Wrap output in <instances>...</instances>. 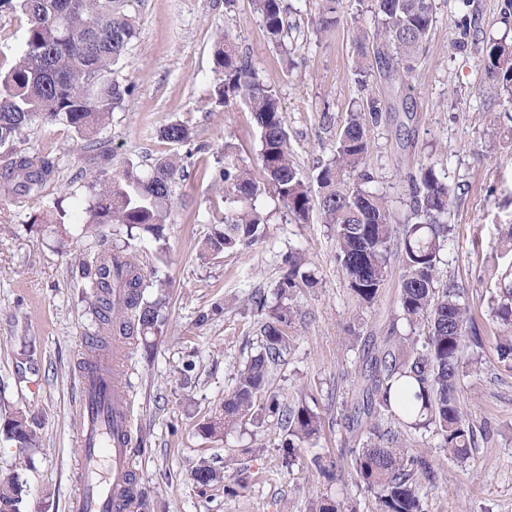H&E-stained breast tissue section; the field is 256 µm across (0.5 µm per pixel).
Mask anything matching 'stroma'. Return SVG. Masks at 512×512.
I'll list each match as a JSON object with an SVG mask.
<instances>
[{
  "label": "stroma",
  "instance_id": "obj_1",
  "mask_svg": "<svg viewBox=\"0 0 512 512\" xmlns=\"http://www.w3.org/2000/svg\"><path fill=\"white\" fill-rule=\"evenodd\" d=\"M287 37L294 67H286L269 41L251 0H127L124 10L138 36L113 77L134 90L98 140L112 157L108 170L127 163L149 169L173 148L157 131L181 121L195 149L183 160L166 220L167 248L145 275L141 295H165V319L152 349L130 351L129 387L134 407L136 485L147 512H308L312 499L329 496L374 512L373 492L351 465L353 437L344 417L356 398L352 378L368 336L385 335L384 318L359 308L334 260L335 246L318 212L305 223L286 219L275 197L263 200L271 234L262 244L201 259L210 230L211 172L225 145L239 161L254 163L259 137L243 102L216 106L224 76L212 61L213 43L229 32L260 79L276 92L295 162L306 173L333 155L336 134L362 98L374 96L386 111L370 128L365 167L397 217L409 210L410 173L417 160L437 163L462 203L442 271L465 287L472 322L480 334L483 370L465 378L460 399L475 427L467 464L445 455L432 436H413L414 450L434 462L436 479L418 490L425 512H512V372L500 366L503 329L490 317L495 282L512 265V104L483 69L489 40L512 43L504 0H435L436 21L415 71L389 83L372 74L354 79L353 37L374 31L373 0H343L336 25L317 32L320 0H287ZM473 17L470 36L455 22ZM54 159L59 176L48 196L24 209L0 195V396L27 410L42 446L21 470L26 512H67L79 481L78 429L71 418L78 399L77 373L94 329L92 298L80 261H93L100 243L83 233L77 215L95 169L66 124H34L16 147H0V164L12 150ZM300 250L317 278L298 298L294 341L273 388L288 401L312 395L325 419L312 446L299 449L293 468L282 464L280 435L267 425H246L221 440L201 437L207 418L234 383L241 362L260 348L261 318L244 309L255 290L272 291L282 277L283 255ZM327 473H320L313 458ZM207 460L223 481L200 487L192 466ZM244 488L224 491L240 471Z\"/></svg>",
  "mask_w": 512,
  "mask_h": 512
}]
</instances>
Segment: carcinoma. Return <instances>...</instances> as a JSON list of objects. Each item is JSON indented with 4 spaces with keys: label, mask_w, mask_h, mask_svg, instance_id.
<instances>
[{
    "label": "carcinoma",
    "mask_w": 512,
    "mask_h": 512,
    "mask_svg": "<svg viewBox=\"0 0 512 512\" xmlns=\"http://www.w3.org/2000/svg\"><path fill=\"white\" fill-rule=\"evenodd\" d=\"M270 41L290 59L285 43L287 5L284 0H251ZM342 0H322L314 26L325 31L336 23ZM122 0H0V9L20 13L26 24L15 63L0 72V147L21 140L37 122H61L74 130L79 148L89 160L108 161L96 134L112 118L115 108L132 88L112 79L113 66L124 57L137 31ZM379 22L373 33H358L354 47L356 81L366 82L375 65L394 80L415 69L435 21L434 0H375ZM215 69L224 75L216 103L246 104L259 133L260 149L254 166L233 157L224 146L211 174L212 189L224 200V213L213 218L201 256L256 246L270 234L269 215L262 199L274 196L285 215L298 223L308 221L312 202L318 203L321 222L333 233L335 260L359 307L371 308L383 296L391 266L400 271L395 294L396 312L387 334L371 337L362 355L357 378L360 399L346 416L356 448L352 464L359 482L375 493L376 512H423L417 488L432 479L429 463L412 452L409 435L429 432L438 447L458 463L467 462L475 448V431L461 408L462 377L477 371L479 360L463 357L469 344L481 340L471 327L465 288L453 278H441L440 264L452 225L451 214L461 199L448 185L445 170L433 162L418 163L409 176L410 214L395 221L389 200L377 190L373 174L362 168L370 149L368 128L382 120V104L368 97L348 113L336 136L335 153L328 162L305 173L292 159L280 104L261 80L251 61L237 52L229 34L219 35L213 55ZM486 76L501 84L512 104V43L492 40L482 47ZM173 146H188L192 131L170 122L159 130ZM183 166L178 153L161 159L145 172L130 163L110 176L98 175L87 183L88 201L78 217L85 229L97 232L101 242L108 226L137 228L157 243L166 244L165 222L174 188ZM57 167L47 157L13 151L0 166V190L23 206L47 196ZM99 262L81 263L92 289L97 329L89 350L108 347L106 335H126L128 316L137 319L145 338L159 330L163 303L141 297L143 275L150 265L146 254H131L109 245L98 253ZM287 271L274 286L275 303L254 291L245 306L264 318L261 348L237 370L234 384L224 392L218 412L198 425L207 438L220 440L248 423H270L283 432V461L295 465L297 450L316 439L322 417L300 394L289 404L272 390V380L285 363L293 343L289 329L298 314L297 296L316 284L300 250L283 257ZM492 320L512 330V274L497 283ZM0 437L14 443L25 464L39 447L35 420L10 404L0 403ZM195 481L208 486L220 474L206 462L193 470ZM25 484L21 475L0 481V512H25ZM309 512H356L338 500L322 497Z\"/></svg>",
    "instance_id": "1"
}]
</instances>
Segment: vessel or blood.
I'll use <instances>...</instances> for the list:
<instances>
[{
  "label": "vessel or blood",
  "mask_w": 512,
  "mask_h": 512,
  "mask_svg": "<svg viewBox=\"0 0 512 512\" xmlns=\"http://www.w3.org/2000/svg\"><path fill=\"white\" fill-rule=\"evenodd\" d=\"M125 351L83 358L78 375L83 484L69 512H131L133 410L124 386Z\"/></svg>",
  "instance_id": "vessel-or-blood-1"
}]
</instances>
